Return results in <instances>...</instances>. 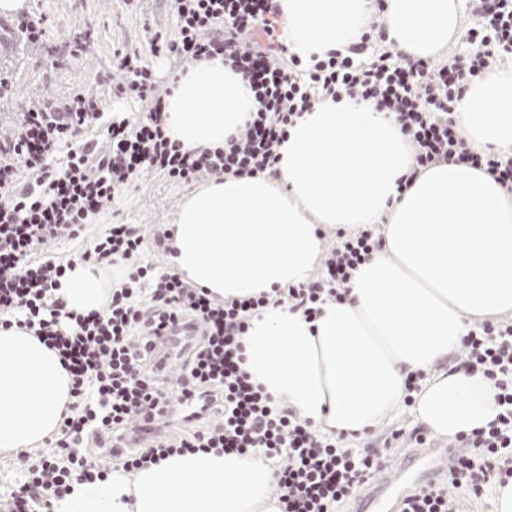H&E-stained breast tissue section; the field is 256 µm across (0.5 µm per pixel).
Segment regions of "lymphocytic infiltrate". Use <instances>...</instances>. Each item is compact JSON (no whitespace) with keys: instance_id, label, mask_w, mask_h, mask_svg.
I'll list each match as a JSON object with an SVG mask.
<instances>
[{"instance_id":"obj_1","label":"lymphocytic infiltrate","mask_w":512,"mask_h":512,"mask_svg":"<svg viewBox=\"0 0 512 512\" xmlns=\"http://www.w3.org/2000/svg\"><path fill=\"white\" fill-rule=\"evenodd\" d=\"M175 36L154 32V52L179 64L223 57L253 97L239 135L214 149L185 148L165 130L170 90L137 54L117 53L106 84L113 96L147 103L138 116L105 120V100L83 89L60 100L35 101L8 130H0V324L34 331L54 349L72 377V401L55 448L34 451L22 479L0 494V512H51L73 483L126 473L186 453L247 452L272 462L271 491L283 512H336L354 499L368 476L388 461L397 427L382 451H354L344 434L330 436L254 384L244 370L242 338L267 306L289 305L313 319L327 300L342 301L358 268L383 246L378 229L337 231L326 246L322 272L308 283L243 300L221 301L173 270L146 262L150 242L133 224H109L78 261L38 260L43 246L80 235L88 221L113 209L143 174L196 183L226 174L277 175L289 127L322 102H374L408 141L410 177L456 161L483 169L512 191V151L470 143L456 119L467 85L512 57V0H469L467 47L447 61L411 60L387 40L375 10L358 43L303 68L279 33L276 0H172ZM122 266L102 309L80 313L60 297L75 263ZM197 325L201 340L176 387L160 383L147 362L179 328ZM459 365L494 381L500 412L486 427L455 436L463 452L440 483L412 491L399 512H460L464 496L481 497L487 484L512 480V320L471 322ZM208 399V423L175 436H155L136 451L113 446L134 418L172 395ZM95 438L105 455L85 446Z\"/></svg>"}]
</instances>
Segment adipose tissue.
Listing matches in <instances>:
<instances>
[{"label": "adipose tissue", "instance_id": "adipose-tissue-1", "mask_svg": "<svg viewBox=\"0 0 512 512\" xmlns=\"http://www.w3.org/2000/svg\"><path fill=\"white\" fill-rule=\"evenodd\" d=\"M281 33L304 64L356 42L371 0H277ZM388 37L414 60L440 56L461 23L460 0H383ZM254 106L223 58L188 65L166 100L168 136L214 148ZM472 141L512 150V68L472 82L458 105ZM279 174L226 175L189 194L173 219L172 268L223 300L309 280L323 232L382 222L384 246L348 297L313 321L285 308L253 318L245 369L317 428L363 433L401 405L408 372L429 371L412 411L434 434L485 426L499 412L492 383L443 364L472 320L512 316V192L455 162L425 169L405 192L404 137L374 105L327 101L289 128ZM111 275L79 264L60 294L80 312L103 307ZM71 377L33 331L0 325V455L53 438ZM270 462L248 454L174 455L127 475L74 485L53 512H282Z\"/></svg>", "mask_w": 512, "mask_h": 512}]
</instances>
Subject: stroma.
Masks as SVG:
<instances>
[{"instance_id":"obj_1","label":"stroma","mask_w":512,"mask_h":512,"mask_svg":"<svg viewBox=\"0 0 512 512\" xmlns=\"http://www.w3.org/2000/svg\"><path fill=\"white\" fill-rule=\"evenodd\" d=\"M32 12L46 16L50 25L41 44L22 47L13 39V17L0 15V73L11 83L0 98V119L10 120L13 112L34 97H62L78 88H94L98 72L111 69L117 52H136L146 59L161 80H169L179 67L155 54L148 32L160 29L174 34L175 17L168 0H141L138 9L125 0H30ZM88 30L89 39L79 54L59 68H52L48 47L73 40ZM193 185L170 181L159 172L145 174L137 188L121 196L118 215L103 213L88 224L75 239L51 248L60 259L77 258L112 219L138 225L152 236L168 230L175 212Z\"/></svg>"}]
</instances>
